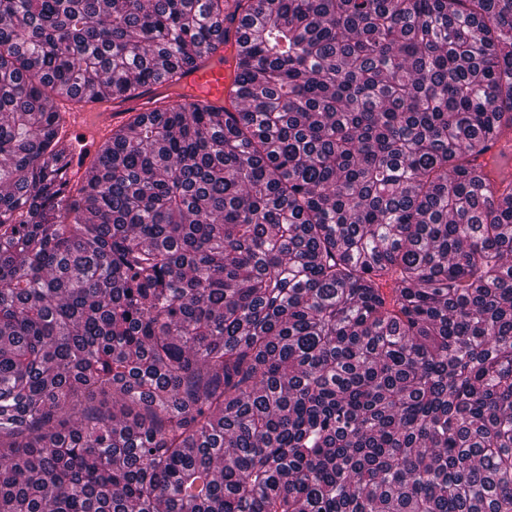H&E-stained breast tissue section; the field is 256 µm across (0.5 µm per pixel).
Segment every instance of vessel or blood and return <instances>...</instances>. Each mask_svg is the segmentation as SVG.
Listing matches in <instances>:
<instances>
[{
    "label": "vessel or blood",
    "mask_w": 512,
    "mask_h": 512,
    "mask_svg": "<svg viewBox=\"0 0 512 512\" xmlns=\"http://www.w3.org/2000/svg\"><path fill=\"white\" fill-rule=\"evenodd\" d=\"M239 35L229 32L216 51L203 56L196 68L184 71L178 85L157 84L141 89L136 97L118 101L110 106L94 102L92 90H84L90 106L71 113L65 131L66 138L98 145L109 138L114 126L120 125L128 110L148 112L154 109L158 99L169 97L185 104L204 101L215 111H223L234 84L231 58L238 49Z\"/></svg>",
    "instance_id": "b4317fda"
}]
</instances>
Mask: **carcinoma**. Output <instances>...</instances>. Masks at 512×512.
Masks as SVG:
<instances>
[{"label":"carcinoma","mask_w":512,"mask_h":512,"mask_svg":"<svg viewBox=\"0 0 512 512\" xmlns=\"http://www.w3.org/2000/svg\"><path fill=\"white\" fill-rule=\"evenodd\" d=\"M70 187L47 90L174 86ZM512 0H0V512H512ZM239 37L235 29H231L224 42L217 43L216 51L208 52L196 68L182 73L177 86L168 87L166 83L157 84L141 89L132 99L115 102L114 106L112 102L93 103L78 112H69V123L64 136L72 140L76 150L77 143L81 140L97 146L109 138L114 126L124 122L127 116L125 112L129 109L150 112L155 108L156 100L167 95L168 98L185 104L205 101L215 111L224 112L225 102L227 103L234 84V71L230 62L237 52Z\"/></svg>","instance_id":"carcinoma-1"}]
</instances>
